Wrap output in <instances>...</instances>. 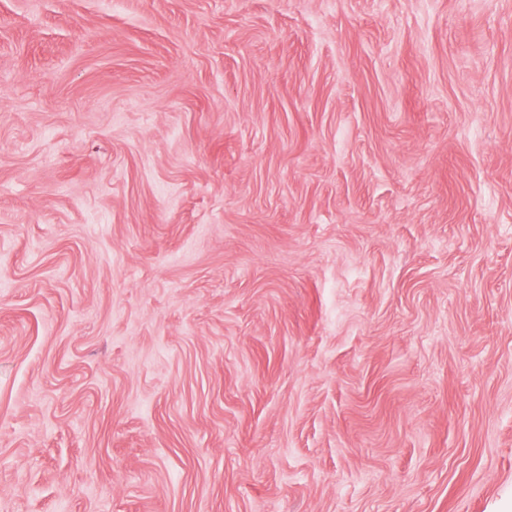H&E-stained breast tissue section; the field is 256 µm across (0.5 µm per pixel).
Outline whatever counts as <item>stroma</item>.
<instances>
[{"mask_svg": "<svg viewBox=\"0 0 512 512\" xmlns=\"http://www.w3.org/2000/svg\"><path fill=\"white\" fill-rule=\"evenodd\" d=\"M0 512H512V0H0Z\"/></svg>", "mask_w": 512, "mask_h": 512, "instance_id": "obj_1", "label": "stroma"}]
</instances>
